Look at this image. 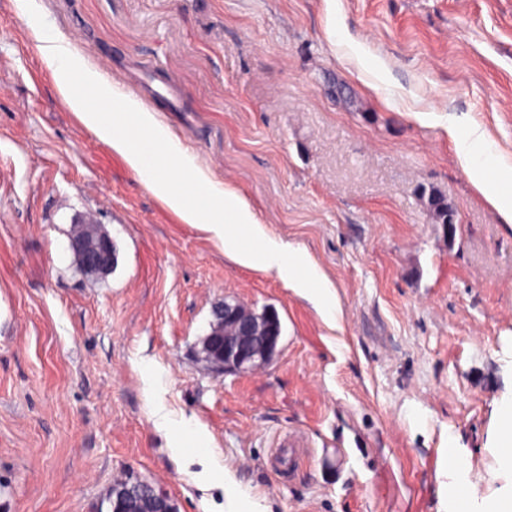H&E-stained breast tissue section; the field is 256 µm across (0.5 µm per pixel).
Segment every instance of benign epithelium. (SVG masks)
Listing matches in <instances>:
<instances>
[{
  "label": "benign epithelium",
  "mask_w": 512,
  "mask_h": 512,
  "mask_svg": "<svg viewBox=\"0 0 512 512\" xmlns=\"http://www.w3.org/2000/svg\"><path fill=\"white\" fill-rule=\"evenodd\" d=\"M85 224L87 235L70 237V249L85 275L105 276L112 271L116 250L112 238L95 222ZM216 336L206 338L203 354L217 371L245 374L270 363L279 352L282 328L277 312H260L224 302L214 310Z\"/></svg>",
  "instance_id": "benign-epithelium-1"
}]
</instances>
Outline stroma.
Listing matches in <instances>:
<instances>
[{"label": "stroma", "mask_w": 512, "mask_h": 512, "mask_svg": "<svg viewBox=\"0 0 512 512\" xmlns=\"http://www.w3.org/2000/svg\"><path fill=\"white\" fill-rule=\"evenodd\" d=\"M52 36L88 67L109 59L270 236L307 252L336 324L147 189L60 95ZM1 85L0 512H98L131 472L179 512H225L158 406L206 432L261 512H448L452 435L478 498L512 486L494 456L512 224L447 132L480 127L512 166V0H0ZM85 215L116 248L102 278L69 248ZM227 300L279 315L280 352L254 372L199 354Z\"/></svg>", "instance_id": "35a3bbf8"}]
</instances>
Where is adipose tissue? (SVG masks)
Here are the masks:
<instances>
[{
  "label": "adipose tissue",
  "mask_w": 512,
  "mask_h": 512,
  "mask_svg": "<svg viewBox=\"0 0 512 512\" xmlns=\"http://www.w3.org/2000/svg\"><path fill=\"white\" fill-rule=\"evenodd\" d=\"M43 57L56 75L61 94L81 121L122 156L183 223L220 242L237 263L275 274L310 300L328 321H335V293L310 257L267 234L249 203L235 189L214 179L154 112L118 87L102 82L63 40L44 46ZM84 85L96 86L100 99L111 102V111L88 105L80 92ZM448 133L472 184L512 223V175H502L495 144L477 126L463 131L452 127ZM448 464L457 476L448 488L452 512H512V489L492 499L476 500L464 493V461L452 451Z\"/></svg>",
  "instance_id": "adipose-tissue-1"
}]
</instances>
